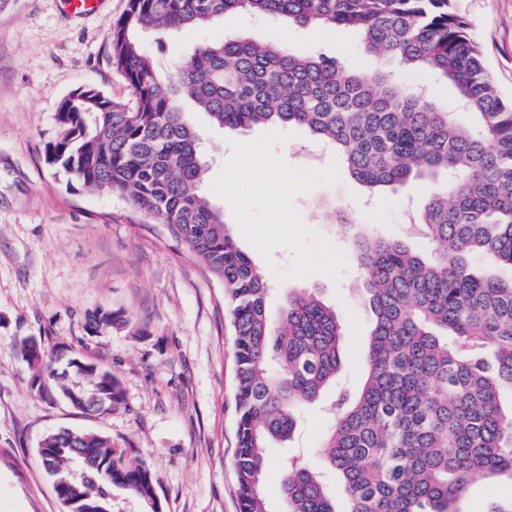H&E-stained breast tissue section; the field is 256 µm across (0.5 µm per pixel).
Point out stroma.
Here are the masks:
<instances>
[{
  "label": "stroma",
  "instance_id": "obj_1",
  "mask_svg": "<svg viewBox=\"0 0 512 512\" xmlns=\"http://www.w3.org/2000/svg\"><path fill=\"white\" fill-rule=\"evenodd\" d=\"M127 0L74 14L65 0H0V512H63L38 454L49 431L110 436L155 477L162 512H239L236 498V407L232 328L224 286L167 228L107 191L70 188L45 159L63 130L62 100L92 86L118 102L131 90L112 65L108 33ZM504 99L512 100V0H455ZM244 34L288 38L293 51L321 50L363 70L379 67L356 32L292 27L233 13L208 28L168 39L170 61L198 43ZM214 156L204 190L224 213L239 247L268 279L271 316L289 291L307 289L335 307L343 325L341 376L359 389L372 316L365 304L354 234L366 228L425 253L427 241L404 220L427 187L415 180L393 198L368 197L335 153L302 127L220 129L196 112ZM251 151V176L265 187L224 191L230 161ZM120 313L122 325L91 334L96 309ZM35 337L110 370L122 402L105 415L72 406L55 385L38 389L18 351ZM293 441L268 454L265 492L272 512H287L283 464L307 453L314 467L330 423L319 406L300 412ZM512 497V477H476L459 512H487Z\"/></svg>",
  "mask_w": 512,
  "mask_h": 512
}]
</instances>
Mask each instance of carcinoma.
Here are the masks:
<instances>
[{"label": "carcinoma", "mask_w": 512, "mask_h": 512, "mask_svg": "<svg viewBox=\"0 0 512 512\" xmlns=\"http://www.w3.org/2000/svg\"><path fill=\"white\" fill-rule=\"evenodd\" d=\"M229 12L300 27L359 32L364 52L400 71L423 70L452 88L470 122L391 78L334 56H299L285 44L226 34L164 67L170 34L214 24ZM155 36L156 50L141 34ZM112 65L131 90L128 103L79 87L57 113L63 135L46 161L85 191L115 193L168 227L224 285L234 335V466L239 512H270L263 490L269 448L291 440L298 410L318 402L340 375L341 323L314 293H288L278 320L270 288L202 188V139L184 110L237 130L298 125L336 152L371 195L411 179L428 185L415 217L434 258L367 235L357 254L373 327L366 378L331 403L319 448L342 479L349 512H457L478 475H512V103L499 95L480 46L454 0H128L109 32ZM475 256L491 266L477 269ZM119 321L89 319L96 332ZM43 353L33 383L53 381L87 412L120 402L112 374ZM54 482L76 486L82 512L112 509L120 488L155 504V478L112 438L63 429L38 453ZM98 460L75 475V449ZM288 512H336L321 474L303 460L283 470Z\"/></svg>", "instance_id": "carcinoma-1"}]
</instances>
